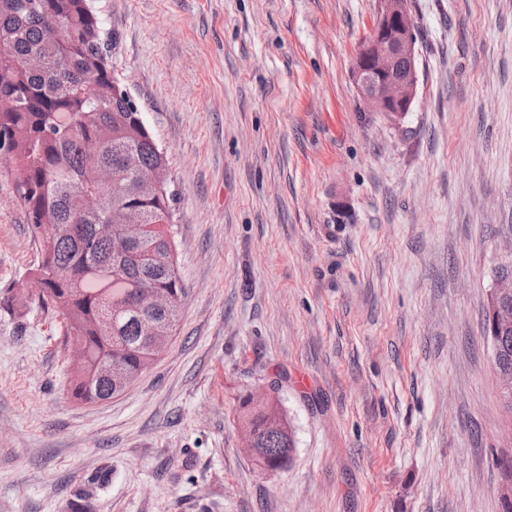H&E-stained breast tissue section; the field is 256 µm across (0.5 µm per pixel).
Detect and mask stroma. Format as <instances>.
<instances>
[{
    "label": "stroma",
    "mask_w": 512,
    "mask_h": 512,
    "mask_svg": "<svg viewBox=\"0 0 512 512\" xmlns=\"http://www.w3.org/2000/svg\"><path fill=\"white\" fill-rule=\"evenodd\" d=\"M165 153L187 290L124 393L69 394L0 159V512H501L483 339L512 257V0H412L400 123L352 77L378 0H93ZM295 434L257 465L243 403Z\"/></svg>",
    "instance_id": "35a3bbf8"
}]
</instances>
